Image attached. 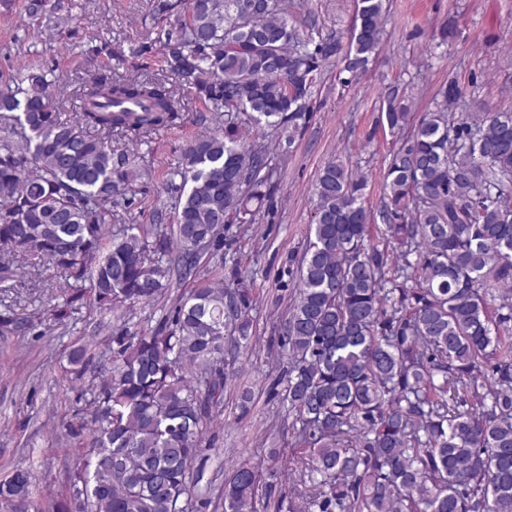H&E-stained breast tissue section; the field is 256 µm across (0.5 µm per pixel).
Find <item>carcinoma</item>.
I'll return each instance as SVG.
<instances>
[{
	"mask_svg": "<svg viewBox=\"0 0 512 512\" xmlns=\"http://www.w3.org/2000/svg\"><path fill=\"white\" fill-rule=\"evenodd\" d=\"M71 0H28L52 22ZM163 77L98 73L59 111L54 69L27 66L0 82V288L33 256L64 276L59 324L85 308L122 319L188 284L155 324L110 329L99 356L78 346L81 382L66 426L72 468L52 512H203L195 461L224 414L227 356L248 341L252 288L224 276V225L260 211L270 182L264 138L286 139L309 118L322 68L349 83L377 53L383 0H357L347 40L288 18V0H153ZM224 112L168 180L174 222L133 223L147 175L133 145L177 125L167 80ZM455 84L414 123L397 87L381 112L407 131L390 158L383 201L366 179L328 161L299 262L282 348L294 447L317 448L307 512H512V112L457 114ZM133 103L136 109L122 105ZM261 139L243 141L242 117ZM384 233L377 235V224ZM117 229H112V226ZM0 482V512L29 495L31 472ZM277 470L242 463L224 482V512H282L296 488Z\"/></svg>",
	"mask_w": 512,
	"mask_h": 512,
	"instance_id": "1",
	"label": "carcinoma"
}]
</instances>
